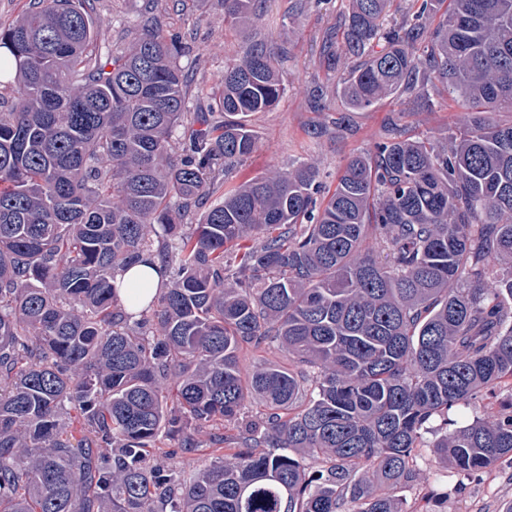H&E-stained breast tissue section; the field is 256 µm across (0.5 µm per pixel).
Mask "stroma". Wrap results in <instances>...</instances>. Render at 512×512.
<instances>
[{"mask_svg":"<svg viewBox=\"0 0 512 512\" xmlns=\"http://www.w3.org/2000/svg\"><path fill=\"white\" fill-rule=\"evenodd\" d=\"M345 0H263L259 19L247 24L224 19L221 0H92L91 12L101 34L95 50L108 55L123 50L130 32L144 15L157 17L162 27L182 38L189 54L181 63L187 72L189 111L208 105L223 87L224 68L255 41L284 45L288 56L279 67L284 93L279 102L254 113L251 123L259 135L254 152L238 165L230 182L242 183L315 161L326 184L336 182L345 161L370 151L396 124L418 135L440 137L453 130L462 111L443 88L431 90V105L385 101L359 112L347 111L340 94V72L324 66L322 38L336 25ZM321 95L324 113L313 109V95ZM345 118L351 133L313 138L322 115ZM423 474L421 485L404 489L407 507L428 505L430 512H506L512 505V468L467 482L463 474L439 460L432 449L416 452Z\"/></svg>","mask_w":512,"mask_h":512,"instance_id":"obj_1","label":"stroma"}]
</instances>
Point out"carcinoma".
Masks as SVG:
<instances>
[{"label":"carcinoma","instance_id":"obj_1","mask_svg":"<svg viewBox=\"0 0 512 512\" xmlns=\"http://www.w3.org/2000/svg\"><path fill=\"white\" fill-rule=\"evenodd\" d=\"M86 2L29 0L0 29L20 94L0 112V512H407L418 448L469 477L512 462V398L448 429L512 390V123L493 119L512 0H448L433 29L443 0L397 27V0H349L325 61L350 110L425 106L439 82L464 112L433 140L392 126L332 189L312 160L224 178L284 91L285 46L224 68L217 125L186 111L176 36L147 16L94 56ZM256 2L223 0L224 20ZM147 257L165 287L133 312L114 278ZM263 346L288 365L244 367ZM205 429L202 468L157 458Z\"/></svg>","mask_w":512,"mask_h":512}]
</instances>
